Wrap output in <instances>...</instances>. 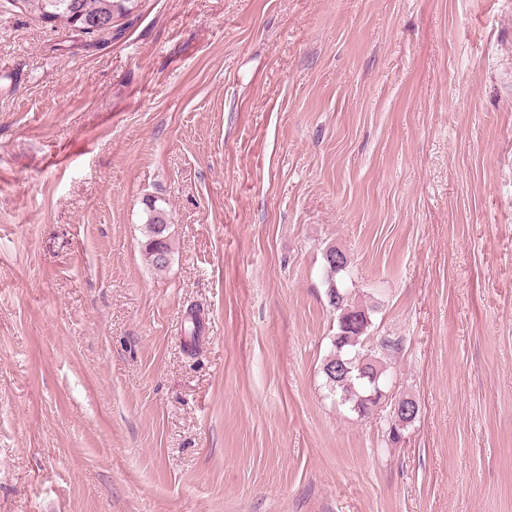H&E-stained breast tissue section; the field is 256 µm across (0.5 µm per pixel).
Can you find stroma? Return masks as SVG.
I'll list each match as a JSON object with an SVG mask.
<instances>
[{
  "mask_svg": "<svg viewBox=\"0 0 512 512\" xmlns=\"http://www.w3.org/2000/svg\"><path fill=\"white\" fill-rule=\"evenodd\" d=\"M332 245L400 443L325 383ZM0 512H512V0H143L90 50L0 0ZM146 206L148 218L145 224L144 256L155 269L163 270L169 265L171 259L172 224H169L165 210L158 208L155 202L150 201Z\"/></svg>",
  "mask_w": 512,
  "mask_h": 512,
  "instance_id": "obj_1",
  "label": "stroma"
}]
</instances>
